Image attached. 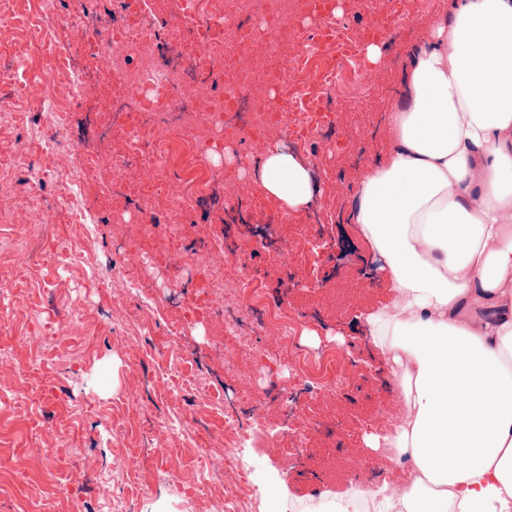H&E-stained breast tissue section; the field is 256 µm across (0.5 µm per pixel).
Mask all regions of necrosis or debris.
Returning a JSON list of instances; mask_svg holds the SVG:
<instances>
[{
  "mask_svg": "<svg viewBox=\"0 0 512 512\" xmlns=\"http://www.w3.org/2000/svg\"><path fill=\"white\" fill-rule=\"evenodd\" d=\"M36 2L39 21L35 44L54 41L60 27L79 30L90 43L82 64L66 53L43 56L35 52L24 59L0 53V78L6 81H14L18 72L37 69L64 77L60 83L48 78L36 85L34 95L47 120L44 125L31 127L29 135L30 144L51 161L53 176L64 191L62 198L44 195L43 180L29 158L19 157L16 170L0 172V195L14 187L17 172H24L28 188L40 195L47 214H55L64 201L74 222L89 221L78 199L85 171L69 162L84 147L70 138L65 113L82 98L92 71L121 87L118 132L141 159L135 170L125 159H113L114 184L136 186L140 200L163 204L168 213L207 200L211 183L222 176L208 163L219 146L245 139L265 147L271 133L278 131L286 147L304 150L336 119L328 94L319 95L313 106L301 113L295 92L288 88V59L282 50L306 41L307 34L296 20L317 16L314 0H237L239 15L235 18L225 11L224 0H182L180 11L168 22L169 36L177 42L188 32L192 39L186 52L166 59L160 56L159 27L148 0H122L116 15L87 12L80 17L49 14L46 0ZM102 32L109 36L104 46L97 40ZM146 129L152 131L151 139H142ZM175 174L182 177L187 191L169 200L164 188ZM253 247L275 260L298 252L312 262L327 249L303 224L295 235L284 239L258 237ZM189 260L201 273L195 300L185 310V317L206 316L217 304L212 292L216 279L232 273L235 299L224 309V370L232 372L239 356L249 354L266 382L265 387L239 392L242 410L224 412L223 507L224 512H241L242 499L254 495L256 487L239 450L244 433L253 432L261 422V398L269 391H279L281 410L290 416L297 395L308 382H316L327 398L335 399L350 387L352 370L333 349L314 355L293 353V318L283 307L266 301L236 244L213 241L204 251L191 254ZM255 336L266 337L274 346L273 352L254 351L251 339ZM284 365L292 371L286 386L278 378ZM328 426V421L320 418L290 426L283 443L276 447L279 456L292 462L300 460L305 448ZM377 472L374 465L346 462L350 512H376L379 496L372 481Z\"/></svg>",
  "mask_w": 512,
  "mask_h": 512,
  "instance_id": "1",
  "label": "necrosis or debris"
}]
</instances>
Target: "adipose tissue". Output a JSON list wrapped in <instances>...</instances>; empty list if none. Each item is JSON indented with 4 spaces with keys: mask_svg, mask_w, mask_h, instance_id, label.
Returning <instances> with one entry per match:
<instances>
[{
    "mask_svg": "<svg viewBox=\"0 0 512 512\" xmlns=\"http://www.w3.org/2000/svg\"><path fill=\"white\" fill-rule=\"evenodd\" d=\"M386 130L349 220L389 291L364 325L404 416L366 443L411 461L390 512H512V0H454ZM254 175L284 211L312 198L281 145Z\"/></svg>",
    "mask_w": 512,
    "mask_h": 512,
    "instance_id": "ef3b65f1",
    "label": "adipose tissue"
}]
</instances>
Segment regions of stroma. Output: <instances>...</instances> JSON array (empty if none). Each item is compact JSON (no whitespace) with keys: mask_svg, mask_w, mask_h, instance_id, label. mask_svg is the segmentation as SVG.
Here are the masks:
<instances>
[{"mask_svg":"<svg viewBox=\"0 0 512 512\" xmlns=\"http://www.w3.org/2000/svg\"><path fill=\"white\" fill-rule=\"evenodd\" d=\"M453 0H412L413 20L391 31L378 62L366 56L367 45L357 42L339 63L332 90L336 124L298 158L314 176L315 195L310 210L291 212V221L279 225L281 235L293 233L308 212L321 217L313 233L342 240L343 251L325 253L318 263L291 258L274 262L262 251L246 249L249 266L270 302H284L298 323L296 347L301 352L323 348L341 351L355 372V383L336 404L321 403L315 389L300 400L297 418L338 415L343 431L322 437L305 451L301 466L274 457L269 447L283 427L278 403L262 414L268 436L258 438L242 456L253 464L252 479L259 490L251 512H277L288 504L297 508L320 498L336 499L345 491L335 461L348 451L373 457L366 434L376 432L379 407L397 396L381 385V365L365 336L361 317L384 303L388 293L378 282H367L373 259L369 244L356 225L347 221L354 193L377 156L388 147L385 114L395 102L405 76L408 48L422 41L431 24L448 13ZM336 14L303 20L308 34L331 25L355 32L372 11H387L389 0H334ZM89 95L67 114L72 138L88 144L101 156L83 183L82 204L91 221L70 224L65 211L55 222L40 223L36 202L20 195L0 197V212L13 224L37 225L25 239L20 256L0 252V271L10 274L0 287V337L9 343L0 354L16 374L0 377V512H69L80 499L86 512H222L218 497L224 489V451L213 447L224 431V406L236 390L261 385L250 359H241L238 371L224 372V315L187 321L183 308L195 296L190 282L195 269L184 266L163 233L144 245V260L132 275L138 285L98 284L99 273L123 262L130 229L137 220L153 216L147 205H133L125 195L103 194L112 180L110 156H122L123 140L111 137L117 113L106 106L115 93L102 79L90 77ZM210 156L222 169L214 198L180 214L182 248L231 237L243 239L257 223L256 212L265 195L257 191L254 164H242L250 149L246 143ZM246 186L254 194L229 198L225 184ZM121 297L113 310L110 293ZM150 320H143L144 306ZM116 330H109V323ZM177 362L195 385L214 398L199 406L192 391L171 397L162 384L167 363ZM184 426L185 464L171 472L164 454L172 430ZM52 449V457L29 453V443ZM93 458L98 472L83 479L79 469ZM133 470L132 479L112 484L115 465ZM205 481L215 489L212 498L190 494V486Z\"/></svg>","mask_w":512,"mask_h":512,"instance_id":"1","label":"stroma"}]
</instances>
